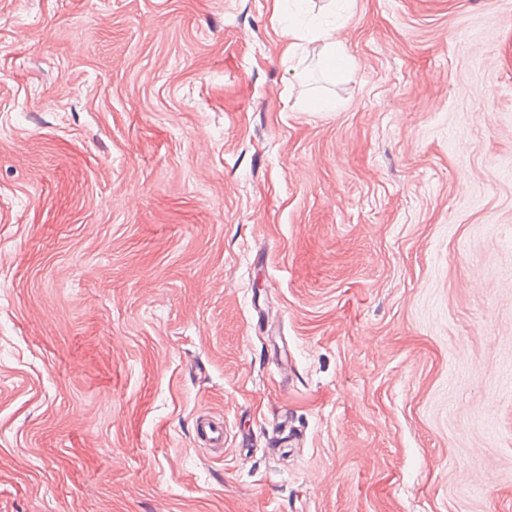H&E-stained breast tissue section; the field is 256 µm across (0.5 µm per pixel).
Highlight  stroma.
Instances as JSON below:
<instances>
[{"mask_svg":"<svg viewBox=\"0 0 512 512\" xmlns=\"http://www.w3.org/2000/svg\"><path fill=\"white\" fill-rule=\"evenodd\" d=\"M308 9L0 0V512H512V0ZM284 33L288 36V54L294 48L301 49L302 52L316 51L330 79H343L349 72V57L345 48L329 28L315 25L306 31L295 30L289 13ZM293 39L297 41L294 42ZM195 432L198 437L208 442L209 448L224 447L223 422L208 419H198L195 424Z\"/></svg>","mask_w":512,"mask_h":512,"instance_id":"35a3bbf8","label":"stroma"}]
</instances>
